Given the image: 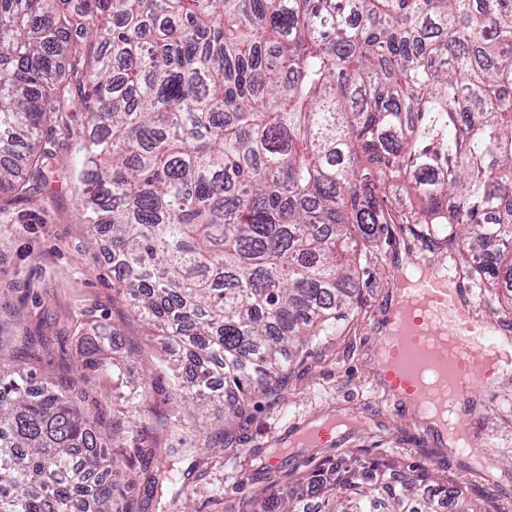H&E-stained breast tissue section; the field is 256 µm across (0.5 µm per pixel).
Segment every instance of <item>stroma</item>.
Returning a JSON list of instances; mask_svg holds the SVG:
<instances>
[{"label": "stroma", "instance_id": "1", "mask_svg": "<svg viewBox=\"0 0 512 512\" xmlns=\"http://www.w3.org/2000/svg\"><path fill=\"white\" fill-rule=\"evenodd\" d=\"M69 132L44 129L41 141L53 154L56 172L40 190L0 211V334L35 336L39 375L68 378L84 370L88 379L86 412L96 415L103 434L112 432V360L126 366L125 378L146 382L150 408L130 415L117 439L124 455L110 478L124 489L125 512H154L147 499L153 464L137 451L152 445L174 449L181 471L189 475L191 512H252L256 497L285 488L296 471L362 451L396 464H420L450 475L478 499L512 512V368L478 387L473 411L460 425L465 437L481 446L482 462L469 453L451 452L436 442L431 425L411 403L394 402L374 371L386 333V320L402 287L405 266L447 271L459 257L457 247L426 236L419 224H389L367 246L354 307L336 335L307 357L294 361L282 378L250 402L243 417L211 418L201 427L200 411L171 396L169 368L150 326L115 289L119 275L104 248H96L71 171L82 157L86 117L70 113ZM478 317L512 347V305L498 288H473ZM121 336L105 349L99 369L83 366L84 341L104 330ZM354 409L360 428L334 440L288 448L277 467L268 461L277 440L299 426L319 425ZM224 434L232 451L213 448L200 455L204 434Z\"/></svg>", "mask_w": 512, "mask_h": 512}]
</instances>
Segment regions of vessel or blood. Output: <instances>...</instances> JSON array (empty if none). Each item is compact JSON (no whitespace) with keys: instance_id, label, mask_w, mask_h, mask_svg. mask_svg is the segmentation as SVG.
<instances>
[{"instance_id":"obj_1","label":"vessel or blood","mask_w":512,"mask_h":512,"mask_svg":"<svg viewBox=\"0 0 512 512\" xmlns=\"http://www.w3.org/2000/svg\"><path fill=\"white\" fill-rule=\"evenodd\" d=\"M490 323L475 317L468 289L449 288L443 278H420L399 295L383 346L387 389L397 401L437 404L449 396L453 407H468L490 372L485 339ZM359 424L355 412L306 434V441L331 439L342 422Z\"/></svg>"}]
</instances>
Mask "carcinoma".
Masks as SVG:
<instances>
[{
	"label": "carcinoma",
	"instance_id": "cac0c4a2",
	"mask_svg": "<svg viewBox=\"0 0 512 512\" xmlns=\"http://www.w3.org/2000/svg\"><path fill=\"white\" fill-rule=\"evenodd\" d=\"M85 112L76 169L119 293L164 339L173 395L228 414L336 332L386 224L458 243L512 291V0H0V211L47 180L46 126ZM402 197L394 210L389 198ZM115 333L89 342L100 366ZM0 339V512H122L85 378ZM116 399L149 408L144 387ZM155 512H181L170 448H140ZM255 512H496L421 465L343 455Z\"/></svg>",
	"mask_w": 512,
	"mask_h": 512
}]
</instances>
